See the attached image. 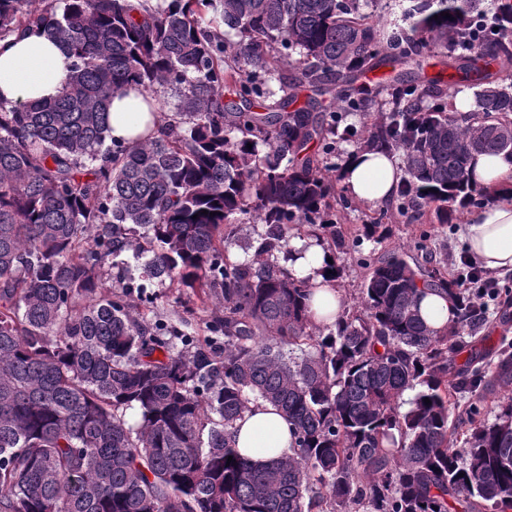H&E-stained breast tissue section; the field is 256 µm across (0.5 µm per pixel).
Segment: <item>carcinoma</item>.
<instances>
[{"instance_id": "carcinoma-1", "label": "carcinoma", "mask_w": 512, "mask_h": 512, "mask_svg": "<svg viewBox=\"0 0 512 512\" xmlns=\"http://www.w3.org/2000/svg\"><path fill=\"white\" fill-rule=\"evenodd\" d=\"M29 2L0 0V41L38 31L73 64L56 97L0 101V512H512V398L489 422L482 396L512 383V342L477 347L486 303L392 250L363 256L362 310L320 329L316 286L279 261L305 225L344 246L324 178L338 143L402 153V213L449 224L485 204L473 156L512 159V0L474 37L481 0H394L385 25L377 0ZM432 52L448 85L475 88L467 115L419 75ZM294 53L312 96L291 110L270 80ZM380 67L390 111L346 123L372 110L359 80ZM128 89L173 92L175 121L108 146ZM248 214L265 230L240 260L224 226ZM128 253L151 257L101 293ZM165 282L221 301L209 335L163 336ZM428 291L452 304L441 330L420 314ZM259 401L292 436L261 465L234 439Z\"/></svg>"}]
</instances>
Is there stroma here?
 <instances>
[{
  "label": "stroma",
  "instance_id": "35a3bbf8",
  "mask_svg": "<svg viewBox=\"0 0 512 512\" xmlns=\"http://www.w3.org/2000/svg\"><path fill=\"white\" fill-rule=\"evenodd\" d=\"M376 223L389 231L384 240L366 235L367 225ZM466 226V215H457L449 224H435L418 209L399 214L391 201L367 205L353 200L347 207L337 209L336 229L344 235L347 245L336 253L337 262L342 267L336 287L346 305L360 303L361 285L368 274L367 269L357 261L359 254L393 249L403 252L412 265L424 262L429 254L444 258L448 253L466 250ZM495 277L500 296L485 317L482 333L495 340L503 336L512 338V279L505 278L500 271L496 272Z\"/></svg>",
  "mask_w": 512,
  "mask_h": 512
}]
</instances>
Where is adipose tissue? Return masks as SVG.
<instances>
[{
  "mask_svg": "<svg viewBox=\"0 0 512 512\" xmlns=\"http://www.w3.org/2000/svg\"><path fill=\"white\" fill-rule=\"evenodd\" d=\"M72 59L57 41L38 32H27L0 41V99L30 102L57 94L65 82ZM112 139L137 142L146 129L157 128L159 114L150 112L142 97L114 95L109 108ZM470 175L478 186L496 193L495 202L474 210L469 216L467 245L471 255L487 270L512 269V160L501 155H476ZM403 170L395 158L380 152L351 150L343 165L342 183L358 202L378 205L396 197ZM292 245L302 255L289 262V271L310 277L319 291L310 310L312 321L320 326L335 325L343 310V298L325 278L327 257L324 250L305 239ZM235 444L243 454L262 441H271L279 454H287L292 437L288 423L268 403L252 405L236 423Z\"/></svg>",
  "mask_w": 512,
  "mask_h": 512,
  "instance_id": "ef3b65f1",
  "label": "adipose tissue"
}]
</instances>
